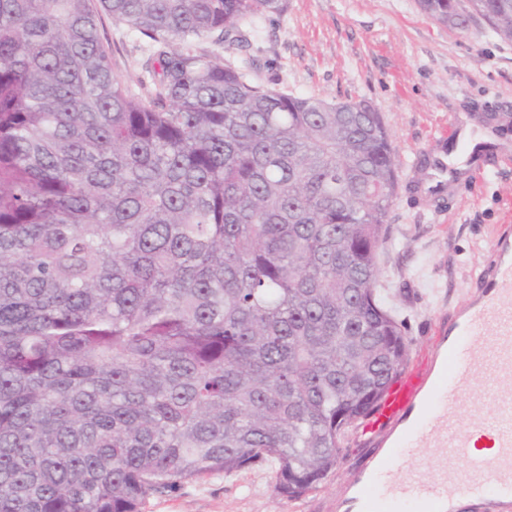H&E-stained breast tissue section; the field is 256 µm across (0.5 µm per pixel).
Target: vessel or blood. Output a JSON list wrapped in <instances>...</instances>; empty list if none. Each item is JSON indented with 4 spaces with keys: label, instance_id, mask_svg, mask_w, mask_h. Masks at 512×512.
Returning <instances> with one entry per match:
<instances>
[{
    "label": "vessel or blood",
    "instance_id": "1",
    "mask_svg": "<svg viewBox=\"0 0 512 512\" xmlns=\"http://www.w3.org/2000/svg\"><path fill=\"white\" fill-rule=\"evenodd\" d=\"M496 250L495 275L442 337L439 364L407 369L375 406L371 419L388 445L350 485L342 512H393L407 503L416 512H455L456 500L486 497L512 505V237L501 236ZM480 379L495 414L475 411L460 425V406L476 399ZM484 436L491 447H479ZM424 444L437 457L463 459L464 468L424 479L408 466Z\"/></svg>",
    "mask_w": 512,
    "mask_h": 512
}]
</instances>
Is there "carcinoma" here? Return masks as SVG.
<instances>
[{
	"label": "carcinoma",
	"mask_w": 512,
	"mask_h": 512,
	"mask_svg": "<svg viewBox=\"0 0 512 512\" xmlns=\"http://www.w3.org/2000/svg\"><path fill=\"white\" fill-rule=\"evenodd\" d=\"M419 4L512 41V0ZM286 9L0 0V512H139L264 463L296 499L401 373L379 112L197 49ZM102 10L153 41L147 95L115 73Z\"/></svg>",
	"instance_id": "cac0c4a2"
}]
</instances>
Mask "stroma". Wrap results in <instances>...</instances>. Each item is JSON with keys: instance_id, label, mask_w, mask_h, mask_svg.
Here are the masks:
<instances>
[{"instance_id": "stroma-1", "label": "stroma", "mask_w": 512, "mask_h": 512, "mask_svg": "<svg viewBox=\"0 0 512 512\" xmlns=\"http://www.w3.org/2000/svg\"><path fill=\"white\" fill-rule=\"evenodd\" d=\"M245 41L199 43L252 84L329 102L369 101L395 151L398 190L378 250L377 288L404 326L408 362L429 367L452 317L475 297L512 234V41L483 20L468 30L426 15L418 0H288L287 10L242 23ZM101 40L115 72L147 94L150 46L129 25L102 15ZM471 124L487 140L459 151L445 133ZM446 159L453 174L431 192V171ZM383 431L358 422L342 440V459L317 489L277 496L273 465L217 472L155 494L140 512H339L356 466L381 448Z\"/></svg>"}]
</instances>
